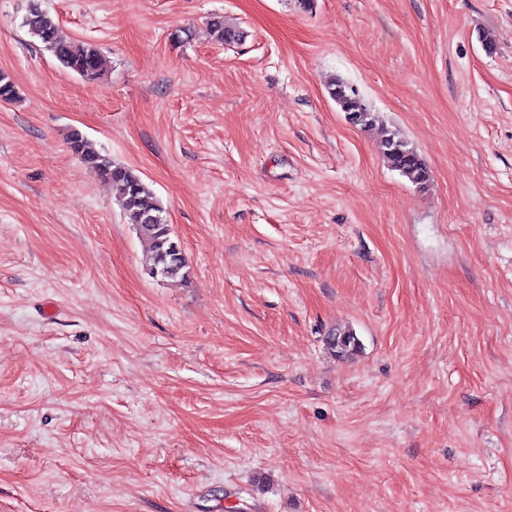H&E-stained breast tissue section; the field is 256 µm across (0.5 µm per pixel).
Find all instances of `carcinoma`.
I'll return each instance as SVG.
<instances>
[{
    "instance_id": "cac0c4a2",
    "label": "carcinoma",
    "mask_w": 512,
    "mask_h": 512,
    "mask_svg": "<svg viewBox=\"0 0 512 512\" xmlns=\"http://www.w3.org/2000/svg\"><path fill=\"white\" fill-rule=\"evenodd\" d=\"M28 33L49 50L59 65L86 80H96L102 73V55L92 44L73 40L63 35L59 23L38 4L31 3L24 18ZM211 31L222 43L241 40L243 32L224 25V18L214 16ZM328 93L340 109L349 115L351 122L362 129L377 126L379 116L362 100L350 84L334 79L328 85ZM18 91L13 80L0 73V102L10 103L17 99ZM70 151L78 156L96 177L119 190V205L123 215L132 224L147 254L146 271L154 276L155 269L163 266V258L171 264L170 273L159 276L161 280L185 283L189 278V265L179 242L172 236L165 210L150 186L139 172L129 166L112 161L103 154L95 142L80 130L72 128L67 134ZM379 150L387 166L407 178L417 188L424 189L430 182L428 166L418 150L395 132L381 128ZM327 347L340 359L355 356L360 341L349 329H333L325 337Z\"/></svg>"
}]
</instances>
